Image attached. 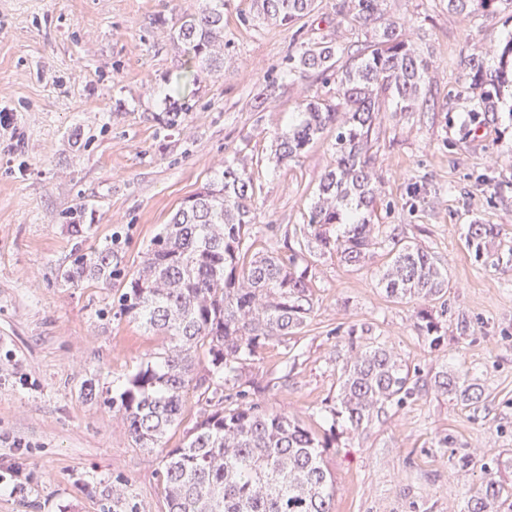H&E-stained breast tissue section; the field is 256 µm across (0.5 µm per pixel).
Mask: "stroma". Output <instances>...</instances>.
Wrapping results in <instances>:
<instances>
[{"instance_id":"stroma-1","label":"stroma","mask_w":512,"mask_h":512,"mask_svg":"<svg viewBox=\"0 0 512 512\" xmlns=\"http://www.w3.org/2000/svg\"><path fill=\"white\" fill-rule=\"evenodd\" d=\"M200 3L0 0V108L17 116L14 135H0V512H165L160 453L137 447L103 404L165 337L120 315L123 280L64 282L74 257L110 247L134 270L180 202L235 157L257 186L255 250L288 258L331 163L327 139L288 166L272 158L289 113L336 98L334 80L289 72L288 57L320 41L353 53L364 34L338 23L336 0H317L291 27L255 19L253 0H228L224 68L187 86L172 126L169 87L189 62L171 34ZM383 9L431 69L417 111L383 112L376 126L378 221L440 260L449 290L431 310L448 344L431 349L417 330L422 298L395 302L378 288L384 253L361 267L311 254L313 310L249 362L247 399L326 432L346 332L361 329L360 345L385 344L425 385L324 449L334 512H468L487 481L512 488V113L469 121L464 61L497 64L512 0L476 17L448 0ZM475 222L500 229L479 257L466 245ZM444 373L478 401L438 391Z\"/></svg>"}]
</instances>
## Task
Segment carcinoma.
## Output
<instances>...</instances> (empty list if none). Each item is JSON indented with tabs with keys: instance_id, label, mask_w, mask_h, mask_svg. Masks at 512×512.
<instances>
[{
	"instance_id": "cac0c4a2",
	"label": "carcinoma",
	"mask_w": 512,
	"mask_h": 512,
	"mask_svg": "<svg viewBox=\"0 0 512 512\" xmlns=\"http://www.w3.org/2000/svg\"><path fill=\"white\" fill-rule=\"evenodd\" d=\"M316 0H255L256 17L294 25L311 14ZM494 0H448V9L478 15ZM383 0H336L340 23L368 32L373 40L341 62L330 41L300 48L288 57L289 71L336 76V102L312 100L294 113L277 138V161L286 165L328 133L334 136L333 162L322 177L311 207L304 251L330 254L361 266L378 251L390 256L379 283L395 299L418 296L428 302L447 293L448 280L430 251L412 246L374 223L380 197L376 186L372 135L385 101L413 112L429 80V62L403 36L402 26L376 23ZM172 39L184 47L195 70L170 87L178 96L187 81L212 76L224 66V0H205L181 20ZM476 95L473 119L501 105L512 111V40L497 66L484 58L466 60ZM256 184L250 172L224 165L217 178L182 202L142 252L127 275L111 250L82 254L62 273L67 283L84 279H127L118 298L120 314L141 319L170 337L153 361L141 363L119 396L103 404L118 411L130 437L141 448H158L168 428L183 413L189 390L211 402L222 384L242 379L243 364L275 338L301 328L313 308L307 269L295 257L283 263L271 254H250L251 201ZM494 224L469 226L467 246L480 253ZM417 328L430 348L444 347L432 311L423 309ZM350 329L348 358L339 377L332 419L353 431L392 406L401 407L420 390L386 345H354ZM210 358L212 377L194 373L200 355ZM224 383H219V379ZM241 401L203 413L180 448L165 452L161 472L166 512H333V479L322 449L337 444L335 430L322 435L286 414L270 413ZM508 490L491 482L476 491L468 512H501Z\"/></svg>"
}]
</instances>
